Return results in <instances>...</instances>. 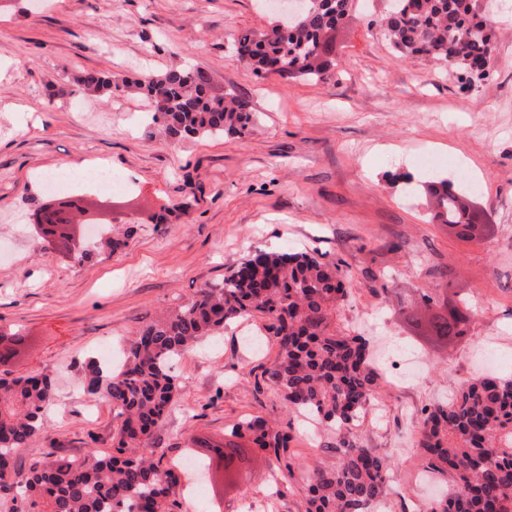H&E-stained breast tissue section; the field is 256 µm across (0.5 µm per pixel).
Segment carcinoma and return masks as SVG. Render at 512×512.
Masks as SVG:
<instances>
[{"label": "carcinoma", "mask_w": 512, "mask_h": 512, "mask_svg": "<svg viewBox=\"0 0 512 512\" xmlns=\"http://www.w3.org/2000/svg\"><path fill=\"white\" fill-rule=\"evenodd\" d=\"M379 25L393 50L405 58H427L461 76L468 85L486 79L495 55L496 11L477 10L478 0H392ZM354 0H311L295 21L276 20L263 31H241L233 44L240 62L257 75L283 80L324 81L333 62L332 32L347 17ZM178 67L137 83L151 102L152 123H162L174 139L211 135L241 136L254 122L250 103L234 94L213 93L202 72ZM84 96L112 89L106 73L87 70L77 78ZM432 224H448L461 238L477 225L469 218L465 188L429 175L421 184ZM354 287L339 263L307 252L259 250L218 283L199 289L164 318L148 324L128 349L119 368L93 362L85 389L112 403L118 419L112 452L82 462L52 457L38 448L46 433L44 416L54 386L47 374L11 381L0 379V470L10 468L15 449L35 455L18 494L26 512H176L179 475L152 448L153 433L174 407L181 387L173 362L200 339L216 336L234 319L263 315L278 345L264 369L266 383L286 406L312 411L336 429V465L311 466L288 454L291 436L259 416L232 426V440L212 446L196 438L190 454L194 471L213 483L222 475L238 483L246 461L245 440L261 452L281 458L285 468L304 470L306 512H371L385 495L391 463L374 448L352 439L354 420L381 388L368 365V345L336 328L340 302ZM423 294L411 311V323L425 325L441 346L466 338L474 316L465 299L422 322L416 308L431 309ZM417 446L426 468L451 481L445 498L427 512H512V380L481 376L451 397L421 409Z\"/></svg>", "instance_id": "1"}]
</instances>
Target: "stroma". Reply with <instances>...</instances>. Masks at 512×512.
Listing matches in <instances>:
<instances>
[{
  "instance_id": "stroma-1",
  "label": "stroma",
  "mask_w": 512,
  "mask_h": 512,
  "mask_svg": "<svg viewBox=\"0 0 512 512\" xmlns=\"http://www.w3.org/2000/svg\"><path fill=\"white\" fill-rule=\"evenodd\" d=\"M0 0V332L24 336L0 378L46 373L53 401L46 451L82 459L112 449L111 404L84 389L89 361L122 357L139 329L195 296L256 250L317 252L342 262L356 287L336 326L369 342L383 387L382 419L354 438L389 456L386 512L427 498L412 440L422 407L479 373L512 377V11L499 6L496 63L471 86L433 62L399 57L373 21L387 0H362L336 29L332 79L260 78L231 52L245 29L271 23L257 0ZM188 65L216 90L247 98L256 124L242 136L166 139L143 123L149 101L133 80ZM100 70L129 88L83 103L74 78ZM480 188L472 201L483 238L465 241L425 222L418 156ZM107 165L133 179L116 195L115 255L80 240L78 253L42 247L26 217L47 198L39 178ZM453 283L476 313L466 340L426 348L437 367L411 384L391 380L392 344L414 349L401 303ZM278 347L261 315L230 323L179 359L176 407L155 430L165 461L189 437L223 443L233 424L260 416L290 437V451L329 468L334 431L311 430L289 411L263 370ZM181 512H305L300 471L258 455L240 490L214 507L183 495Z\"/></svg>"
}]
</instances>
